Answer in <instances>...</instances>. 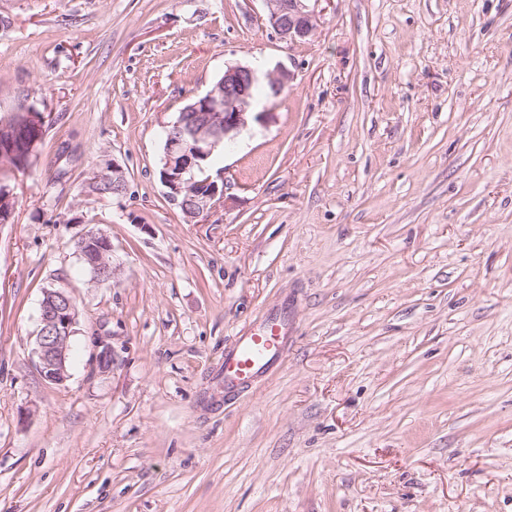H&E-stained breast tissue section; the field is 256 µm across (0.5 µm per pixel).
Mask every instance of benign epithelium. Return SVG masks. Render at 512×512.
Wrapping results in <instances>:
<instances>
[{"mask_svg":"<svg viewBox=\"0 0 512 512\" xmlns=\"http://www.w3.org/2000/svg\"><path fill=\"white\" fill-rule=\"evenodd\" d=\"M267 22L285 42L309 37L314 28L310 0H265ZM260 82L249 65L234 63L224 67V79L204 95L186 105L174 121L166 125L161 181L168 198L190 218H203L224 203V191L208 178L209 189H200L196 170L226 141L247 126L253 107L252 88ZM97 181L112 187L119 198L126 193L127 179L117 162L98 174ZM81 257L89 264L92 279L112 280V245L102 231L87 233L78 243ZM78 309L73 297L61 288L47 289L40 303V327L33 353L44 380L60 385L69 377L70 340L75 333Z\"/></svg>","mask_w":512,"mask_h":512,"instance_id":"benign-epithelium-1","label":"benign epithelium"}]
</instances>
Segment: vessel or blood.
<instances>
[{
	"mask_svg": "<svg viewBox=\"0 0 512 512\" xmlns=\"http://www.w3.org/2000/svg\"><path fill=\"white\" fill-rule=\"evenodd\" d=\"M288 312L269 315L253 332L239 336L224 351V393L250 387L259 377L272 373L287 339Z\"/></svg>",
	"mask_w": 512,
	"mask_h": 512,
	"instance_id": "vessel-or-blood-1",
	"label": "vessel or blood"
}]
</instances>
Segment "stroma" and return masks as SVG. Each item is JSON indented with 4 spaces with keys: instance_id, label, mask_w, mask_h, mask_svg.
<instances>
[{
    "instance_id": "35a3bbf8",
    "label": "stroma",
    "mask_w": 512,
    "mask_h": 512,
    "mask_svg": "<svg viewBox=\"0 0 512 512\" xmlns=\"http://www.w3.org/2000/svg\"><path fill=\"white\" fill-rule=\"evenodd\" d=\"M266 14L0 0V113L46 117L0 224V512H512V0H319L295 43ZM228 62L290 79L192 221L164 127ZM48 288L79 310L61 385ZM287 299L281 366L225 401V344ZM97 181L102 182L112 187V193L107 192L102 194L105 196H112L116 198L122 197L127 190V179L124 169L118 163H112V166H107L105 171L97 175ZM78 250L87 262L83 261L95 282L103 283L112 280V245L107 234L103 231L87 233L79 241ZM78 309L73 297L61 288L47 289L40 303V327L33 353L44 380L60 385L69 377L70 340L75 333Z\"/></svg>"
}]
</instances>
